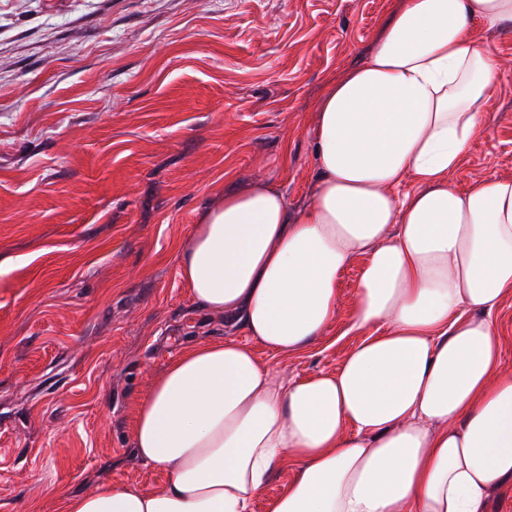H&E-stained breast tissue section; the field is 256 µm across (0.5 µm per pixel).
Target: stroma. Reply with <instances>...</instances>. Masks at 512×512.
<instances>
[{"label":"stroma","mask_w":512,"mask_h":512,"mask_svg":"<svg viewBox=\"0 0 512 512\" xmlns=\"http://www.w3.org/2000/svg\"><path fill=\"white\" fill-rule=\"evenodd\" d=\"M397 3L0 0V512L165 487L135 454L134 403L185 347L250 341L193 301L178 249L228 190L275 184L300 214L322 91ZM481 38L503 77L463 184L512 177V31ZM363 263L322 336L260 362L336 371Z\"/></svg>","instance_id":"1"}]
</instances>
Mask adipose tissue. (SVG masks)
I'll return each mask as SVG.
<instances>
[{
    "mask_svg": "<svg viewBox=\"0 0 512 512\" xmlns=\"http://www.w3.org/2000/svg\"><path fill=\"white\" fill-rule=\"evenodd\" d=\"M512 0H400L318 112V175L297 218L277 187L228 191L179 251L203 309L288 355L333 320L365 256L333 373L289 379L235 340L188 346L134 408V448L164 490L104 483L64 512H487L512 485V373L496 314L512 296V178L458 187L502 75L478 30ZM412 191H404L406 181ZM297 464H285L273 472L269 478L262 498L253 506V512H265V502L279 495L287 486L297 471Z\"/></svg>",
    "mask_w": 512,
    "mask_h": 512,
    "instance_id": "obj_1",
    "label": "adipose tissue"
}]
</instances>
